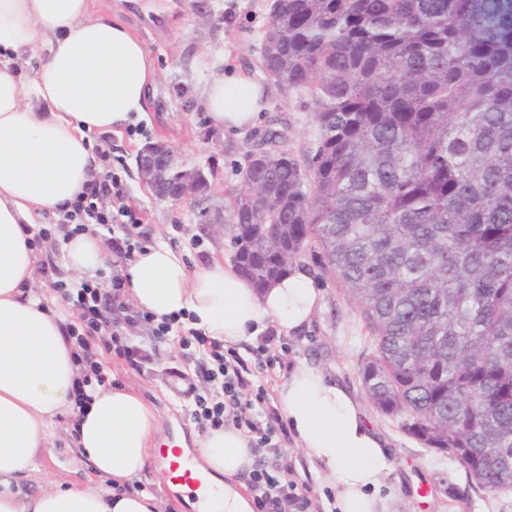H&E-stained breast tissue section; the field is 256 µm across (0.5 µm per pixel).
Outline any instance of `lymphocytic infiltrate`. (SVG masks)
<instances>
[{"label":"lymphocytic infiltrate","mask_w":512,"mask_h":512,"mask_svg":"<svg viewBox=\"0 0 512 512\" xmlns=\"http://www.w3.org/2000/svg\"><path fill=\"white\" fill-rule=\"evenodd\" d=\"M115 220L128 231L141 224L138 211L125 200L121 178L108 171L84 186L55 229L68 238L86 231L88 225ZM52 288L78 315L76 325L69 328V338L83 366L72 389L79 407L88 398V387L106 381L102 354L124 358L131 367H139L141 354L129 346L127 331L147 325L154 336L162 338L179 322L175 315L158 321L151 313L132 308L126 282L118 275L113 276L112 289L107 293L87 279L70 283L56 280ZM194 341L205 347L200 369L211 388L195 394L192 416L201 428L231 426L248 436L256 456L250 473L255 512H310L312 503L292 479L281 453L280 442L288 437V425L269 407L264 386L253 385L250 371L235 349L206 341L201 335Z\"/></svg>","instance_id":"f902f5d3"}]
</instances>
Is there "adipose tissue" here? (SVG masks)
<instances>
[{"label": "adipose tissue", "instance_id": "ef3b65f1", "mask_svg": "<svg viewBox=\"0 0 512 512\" xmlns=\"http://www.w3.org/2000/svg\"><path fill=\"white\" fill-rule=\"evenodd\" d=\"M156 69L143 42L94 0H0V512H163L155 495L129 490L146 469L159 428L153 408L122 385L98 386L84 407L71 398L81 375L67 346L69 317L39 287L33 239L45 213L65 209L98 171L92 142L144 111ZM211 122L224 131L258 128L262 86L226 66L204 91ZM68 269L93 279L107 260L86 231L66 245ZM185 250L145 246L124 274L131 305L163 318L190 315V328L238 344L274 325L308 326L323 293L301 266L257 290L234 265L190 267ZM288 428L335 492L338 512H387L377 494L393 462L386 442L345 387L300 364L278 389ZM70 414L76 444L109 487L26 483ZM255 456L248 437L206 430L192 467L205 479L201 512H253L243 474Z\"/></svg>", "mask_w": 512, "mask_h": 512}]
</instances>
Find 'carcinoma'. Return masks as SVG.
Wrapping results in <instances>:
<instances>
[{
    "instance_id": "1",
    "label": "carcinoma",
    "mask_w": 512,
    "mask_h": 512,
    "mask_svg": "<svg viewBox=\"0 0 512 512\" xmlns=\"http://www.w3.org/2000/svg\"><path fill=\"white\" fill-rule=\"evenodd\" d=\"M260 60L317 138L245 152L232 262L261 289L313 248L372 334L371 403L512 491V0H270Z\"/></svg>"
}]
</instances>
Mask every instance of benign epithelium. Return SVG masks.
I'll return each mask as SVG.
<instances>
[{"label":"benign epithelium","instance_id":"1","mask_svg":"<svg viewBox=\"0 0 512 512\" xmlns=\"http://www.w3.org/2000/svg\"><path fill=\"white\" fill-rule=\"evenodd\" d=\"M136 162L142 181L150 187L155 199L196 205L194 197L183 192V187L203 184L206 175L202 169L187 167L186 161L162 142L142 149Z\"/></svg>","mask_w":512,"mask_h":512}]
</instances>
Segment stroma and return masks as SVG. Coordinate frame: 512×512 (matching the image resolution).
I'll return each mask as SVG.
<instances>
[{"mask_svg": "<svg viewBox=\"0 0 512 512\" xmlns=\"http://www.w3.org/2000/svg\"><path fill=\"white\" fill-rule=\"evenodd\" d=\"M267 0H99L103 12L118 16L143 42L157 72L156 85L145 113L132 116L118 131L98 133L92 141L105 150L119 173L127 202L141 212V245L162 241L186 250L192 263L204 265L212 258H228V240L222 228L202 223L186 203L156 200L142 183L135 158L149 142L161 141L178 151L189 165L200 166L212 184V206L224 203V190L237 183L248 146L246 134H228L211 125L201 97V86L211 71L233 64L259 76L260 42L268 24ZM268 108L264 126L285 134L284 146L294 155L311 150L317 126L307 93L281 94L265 86ZM301 266L310 271L323 302L302 332L284 336L267 329L236 350L254 370L269 400L292 366L305 363L343 384L366 410L371 425L387 442L392 472L379 489L390 512H512V493L468 488L462 467L447 454L424 447L402 427L399 418L384 415L369 401L361 384L360 368L374 353L366 323L353 301L329 276L321 275L311 255ZM130 346L146 351L141 370L112 356L104 365L114 383L131 386L157 410L160 434H182L189 450H197L203 435L191 412L189 387L205 390L198 366L200 354L182 349L178 341L158 340L149 328L139 327L129 337ZM278 356L271 370L258 367V351ZM73 419L64 417L56 437L41 459L40 471L28 481L29 491L46 483L85 486L89 468L79 455L72 434ZM301 491L312 501L313 512H333L329 488L319 482L305 451L288 441L282 445Z\"/></svg>", "mask_w": 512, "mask_h": 512, "instance_id": "1", "label": "stroma"}]
</instances>
